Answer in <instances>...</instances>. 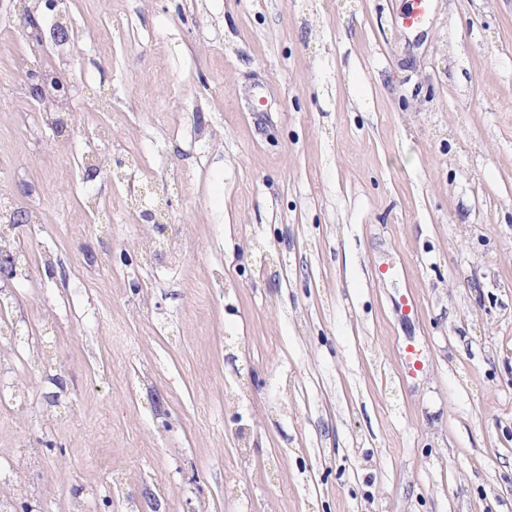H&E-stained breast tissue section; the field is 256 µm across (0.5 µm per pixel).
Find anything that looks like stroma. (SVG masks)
<instances>
[{
  "label": "stroma",
  "instance_id": "stroma-1",
  "mask_svg": "<svg viewBox=\"0 0 512 512\" xmlns=\"http://www.w3.org/2000/svg\"><path fill=\"white\" fill-rule=\"evenodd\" d=\"M411 3L71 0L58 137L0 0V193L41 187L20 241L54 257L11 281L0 478L36 448L39 512H512V0ZM97 124L179 260L123 188L80 210ZM65 74V73H64ZM64 74L60 77L55 74L36 72L30 76L28 82V95L32 100H41V94L45 86L54 81L57 83L58 88L65 91L66 101L73 96V93L78 89V85L73 83L69 78L64 79Z\"/></svg>",
  "mask_w": 512,
  "mask_h": 512
}]
</instances>
